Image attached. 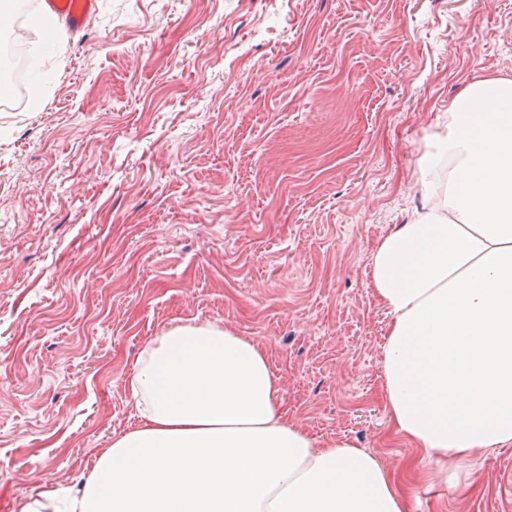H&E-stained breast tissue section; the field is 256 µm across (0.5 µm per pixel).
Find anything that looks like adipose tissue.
I'll return each mask as SVG.
<instances>
[{
  "label": "adipose tissue",
  "instance_id": "ef3b65f1",
  "mask_svg": "<svg viewBox=\"0 0 512 512\" xmlns=\"http://www.w3.org/2000/svg\"><path fill=\"white\" fill-rule=\"evenodd\" d=\"M423 203L368 263L390 320L383 397L396 433L461 462L512 447V79L466 85L418 160ZM138 423L80 487L23 512H405L382 462L289 420L256 341L177 325L143 348Z\"/></svg>",
  "mask_w": 512,
  "mask_h": 512
}]
</instances>
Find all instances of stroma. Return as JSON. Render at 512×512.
I'll return each mask as SVG.
<instances>
[{
  "instance_id": "1",
  "label": "stroma",
  "mask_w": 512,
  "mask_h": 512,
  "mask_svg": "<svg viewBox=\"0 0 512 512\" xmlns=\"http://www.w3.org/2000/svg\"><path fill=\"white\" fill-rule=\"evenodd\" d=\"M38 62L40 102L0 106V512L78 488L143 346L205 323L408 512H512V447L445 466L391 427L367 268L449 102L512 77V0H100Z\"/></svg>"
}]
</instances>
